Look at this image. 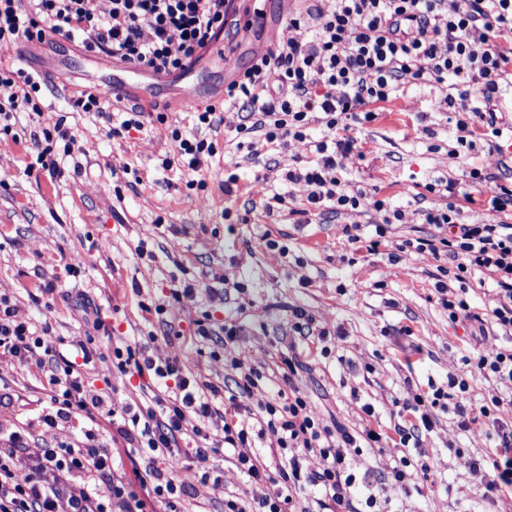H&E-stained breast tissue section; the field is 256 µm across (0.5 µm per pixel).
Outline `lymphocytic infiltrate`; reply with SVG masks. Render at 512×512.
Masks as SVG:
<instances>
[{"mask_svg": "<svg viewBox=\"0 0 512 512\" xmlns=\"http://www.w3.org/2000/svg\"><path fill=\"white\" fill-rule=\"evenodd\" d=\"M100 2L0 0V49L49 45L62 38L156 76H181L224 38L229 21L239 13L234 0H108L105 10ZM284 29L225 87L220 105L196 110L191 129L168 131L173 156L162 164L179 160L186 186L206 188L210 162L219 152L221 114L236 108L250 118L237 132L247 137V151L254 158L278 146L305 142L311 124L324 125L329 137L314 142L311 158L288 169L283 179L306 186L302 217L325 208L355 212L367 194L337 174L339 158L355 148L345 131L350 123L373 120L372 105L389 101L405 78L441 82L453 75L469 80L482 98L480 106H469L462 96L444 98L449 111L460 115V145L475 148L483 129L495 138L512 135V121L495 110L500 86L512 79V56L502 47L512 41V0H295ZM300 29L307 30L306 38H295ZM476 30L483 33L479 52L470 46ZM43 83V77L25 68L0 67V86L12 90L0 100V121L11 122L21 108L43 115ZM34 148L37 164L53 175L60 174L61 159L78 150L61 118L42 128ZM427 190L450 199L424 213L437 239L416 240L417 250L444 254L450 262L447 280L436 284L449 319L477 323L482 333L492 324L512 330V224L498 218L512 206V186L490 185L488 176L474 168L466 179L440 178ZM476 191L489 194L496 220L464 222L451 199H467ZM476 274L496 285L495 305L482 315L455 292L456 285H468ZM39 349L47 357L50 407L38 426L55 428L104 405L103 395L87 390L82 372L93 348L81 342L72 355L57 353L17 320L10 298L0 296V351L24 365ZM112 366L128 377L152 374L164 389L155 407H127V419L116 426L108 446L91 432L82 444L62 441L31 453L26 430L9 432L6 447L0 448V512H147L150 505L171 507L189 496L190 485L171 468L160 467L158 460L176 447L179 435L189 432L197 440L195 458L208 462L212 450L206 445V423L214 413L212 398L218 388L202 389L178 362L155 364L142 348L122 342L112 347ZM469 389L467 381L449 377L446 387L404 400L398 415H415L417 427L429 430L432 409L449 407L460 429H492L496 444L484 461V488L489 493L512 489V425L503 420L504 413H512V402L495 398L469 410L463 403ZM262 409L267 415L263 427L279 444L275 465L270 468L242 454L237 465L253 481L269 483L270 489L259 497L232 496L225 500L224 512H289L293 507L299 512H359L351 496L355 477L348 471L349 455L361 443L381 442L383 433L369 426L353 433L323 424L298 394L283 403L264 402ZM115 445L124 446L130 474H115ZM312 453L323 459L322 470L306 466ZM309 488L319 493L314 506L296 507L297 494Z\"/></svg>", "mask_w": 512, "mask_h": 512, "instance_id": "lymphocytic-infiltrate-1", "label": "lymphocytic infiltrate"}]
</instances>
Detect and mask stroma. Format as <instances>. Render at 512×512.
Returning <instances> with one entry per match:
<instances>
[{
    "instance_id": "1",
    "label": "stroma",
    "mask_w": 512,
    "mask_h": 512,
    "mask_svg": "<svg viewBox=\"0 0 512 512\" xmlns=\"http://www.w3.org/2000/svg\"><path fill=\"white\" fill-rule=\"evenodd\" d=\"M259 7L263 24L230 36L224 56H206L179 79L156 80L65 40L0 50V63L46 73L44 95L54 112L66 116L82 148L62 160L63 174L56 177L32 163L27 145L36 124L28 113H16L14 136L0 137V296L10 297L17 319L45 331L62 353L94 337L101 354L86 366L85 384L108 394L117 422L129 405L152 406L155 388L149 378L113 370L116 337L146 349L156 363L178 361L187 375L218 386L216 406L238 394L244 364L263 377L261 392L247 401L250 408L266 397L299 394L317 417L352 431L367 424L393 427L397 402L430 385H446L452 375L470 382L469 406L495 396L512 400L511 384L482 378L470 360L476 346H512V334L493 327L481 339L470 322L450 321L435 289L443 259L403 246L433 232L420 213L446 203L426 189L437 177L458 178L477 167L496 183H512V138L498 139L489 151L451 157L459 115L444 97L459 86L458 78L418 86L405 81L395 98L374 105V120L348 131L358 147L342 160L348 178L408 215L407 223L387 226L386 244L375 252L367 251L366 242L384 215L372 206L348 215L327 210L311 223H298L295 211L306 188L282 181L280 174L308 157L305 144L265 152L256 161L227 147L203 190L186 188L180 164L162 168L170 151L167 127L190 128L196 108L222 101L233 74L280 34L289 0H261ZM115 81L124 88L126 107L166 106V128L113 135L107 119L71 110L70 99L85 92L111 98ZM234 165L239 190L228 197L219 183ZM277 193L288 196V208L266 213L265 201ZM355 223L362 240L353 244L344 227ZM265 234L278 240V248L264 246ZM142 241L149 255L136 253ZM396 251L401 258L395 262ZM185 281L200 287L172 300L171 289ZM212 288L223 292V301L210 300ZM83 295L93 300L102 328L88 321L78 303ZM160 304L161 315L155 311ZM297 308L312 316L316 332L327 330L326 339L294 330ZM205 314L213 330L207 340L195 334V322ZM228 324L238 328L229 344ZM294 356L302 367L289 381L285 361ZM43 359L38 352L22 366L0 354V427L30 428L34 451L60 441L83 442L90 427L82 416L55 429L37 426L46 383ZM368 405L373 415H366ZM223 424V415H214L209 440L224 451L222 486L202 482V468L191 459L170 460L177 477L195 488L193 498L181 502L182 512H224L228 495L256 497L267 490L265 483L248 481L236 458L276 447V436L268 433L257 445L227 451ZM419 442L416 449L396 441L366 444L351 453L357 503L383 483L388 491L377 512H512V490L486 493L471 467L494 446L493 437L460 430L454 413L438 409L432 430L421 432ZM404 457L415 484L406 493L388 486ZM423 462L430 467L426 478L418 469Z\"/></svg>"
}]
</instances>
